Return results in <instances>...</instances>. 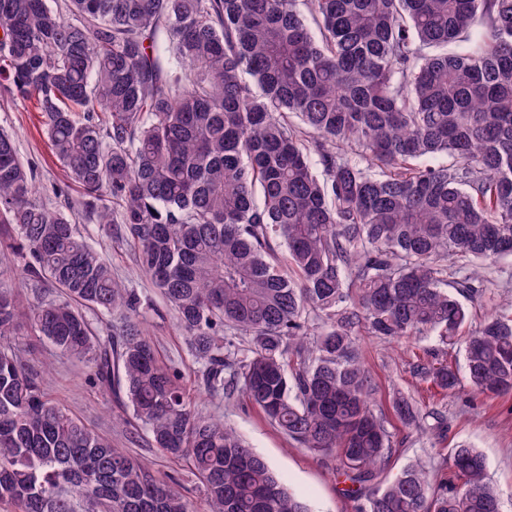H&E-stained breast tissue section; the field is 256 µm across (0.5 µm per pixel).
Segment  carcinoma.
<instances>
[{
	"instance_id": "1",
	"label": "carcinoma",
	"mask_w": 512,
	"mask_h": 512,
	"mask_svg": "<svg viewBox=\"0 0 512 512\" xmlns=\"http://www.w3.org/2000/svg\"><path fill=\"white\" fill-rule=\"evenodd\" d=\"M67 2L72 22L49 0H0L3 89L37 101L86 211L123 227L208 391L336 456L354 512H503L466 443L450 449L451 480L419 462L378 480L393 440L358 343L465 332L463 370L434 352L413 375L512 393V298L486 274L512 257V0ZM0 224V247L59 291L25 304L0 285L3 512H194L49 397L15 345L26 324L93 362L96 384L123 381L210 512H311L223 419L196 412L134 321L91 328L84 309L136 315L140 299L36 198L4 131ZM392 411L415 431L448 428L410 395Z\"/></svg>"
}]
</instances>
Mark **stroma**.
<instances>
[{
    "mask_svg": "<svg viewBox=\"0 0 512 512\" xmlns=\"http://www.w3.org/2000/svg\"><path fill=\"white\" fill-rule=\"evenodd\" d=\"M43 121L33 102L12 100L0 90V130L14 134L19 156L31 170L39 200L50 210H64L86 241L110 264L115 279L135 290L141 300L142 333L155 346L161 360L177 370L196 409L205 415L223 417L269 463L285 486L311 505L313 512H353L352 502L343 493L345 484L336 474L335 458H318L295 447L241 396L227 398L204 389L195 358L174 314L141 273L134 248L121 239L117 229H102L82 209L79 189L52 153ZM0 279L27 299L55 294L50 283L35 282L23 274L17 257L5 248H0ZM16 343L39 371L52 399L69 408L88 427L110 438L114 447L144 461L160 478L175 477L196 512H208L199 480L184 463L154 447L149 436L137 427L124 393L106 392L91 384V364L54 354L33 336L17 337ZM436 345L431 336H419L397 347L370 336L360 341L361 357L378 385L373 407L386 414L387 427L394 436L385 476L394 475L417 458L429 468L443 467L449 448L465 442L482 452L493 483L503 492L512 491V394L488 398L473 393L466 384L450 396L429 390L412 376L410 366L417 356ZM401 393L414 395L427 408L443 411L448 418L447 433L437 438L422 437L392 417V401Z\"/></svg>",
    "mask_w": 512,
    "mask_h": 512,
    "instance_id": "stroma-1",
    "label": "stroma"
}]
</instances>
